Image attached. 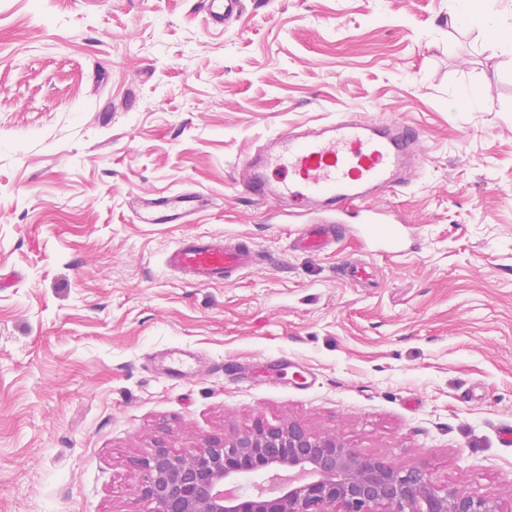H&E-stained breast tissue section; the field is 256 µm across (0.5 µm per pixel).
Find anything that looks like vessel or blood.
<instances>
[{
    "label": "vessel or blood",
    "instance_id": "1",
    "mask_svg": "<svg viewBox=\"0 0 512 512\" xmlns=\"http://www.w3.org/2000/svg\"><path fill=\"white\" fill-rule=\"evenodd\" d=\"M211 21L221 25L238 14L239 0H206ZM419 139L416 128L398 120L348 117L294 135L282 133L269 147L251 154L237 183L249 199L269 197L321 201V221L308 224L296 248L322 252L336 244V227L357 225L368 255L401 253L412 232L389 209L369 197L406 184L409 161ZM195 192L131 201L140 223L187 222L201 206ZM262 254L223 234H187L166 252L165 265L198 285L220 284L260 265Z\"/></svg>",
    "mask_w": 512,
    "mask_h": 512
}]
</instances>
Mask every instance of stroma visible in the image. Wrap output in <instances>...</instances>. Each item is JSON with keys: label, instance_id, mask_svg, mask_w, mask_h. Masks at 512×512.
Returning a JSON list of instances; mask_svg holds the SVG:
<instances>
[{"label": "stroma", "instance_id": "35a3bbf8", "mask_svg": "<svg viewBox=\"0 0 512 512\" xmlns=\"http://www.w3.org/2000/svg\"><path fill=\"white\" fill-rule=\"evenodd\" d=\"M448 0H0V512H153L157 445L291 422L512 512V49L449 23ZM421 132L411 184L380 197L417 244L292 248L293 202L240 194L275 135L350 115ZM196 192L187 224L136 195ZM189 233L250 238L263 265L222 285L171 274ZM182 349L204 364L174 383ZM285 357L315 378L241 382L215 364ZM239 0H206L207 10L211 21L224 25L238 15Z\"/></svg>", "mask_w": 512, "mask_h": 512}]
</instances>
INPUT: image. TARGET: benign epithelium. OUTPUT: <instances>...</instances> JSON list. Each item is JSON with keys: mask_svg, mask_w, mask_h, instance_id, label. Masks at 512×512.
<instances>
[{"mask_svg": "<svg viewBox=\"0 0 512 512\" xmlns=\"http://www.w3.org/2000/svg\"><path fill=\"white\" fill-rule=\"evenodd\" d=\"M140 468L137 491L154 512H501L419 465L294 423L210 438L190 454L158 445Z\"/></svg>", "mask_w": 512, "mask_h": 512, "instance_id": "benign-epithelium-1", "label": "benign epithelium"}]
</instances>
